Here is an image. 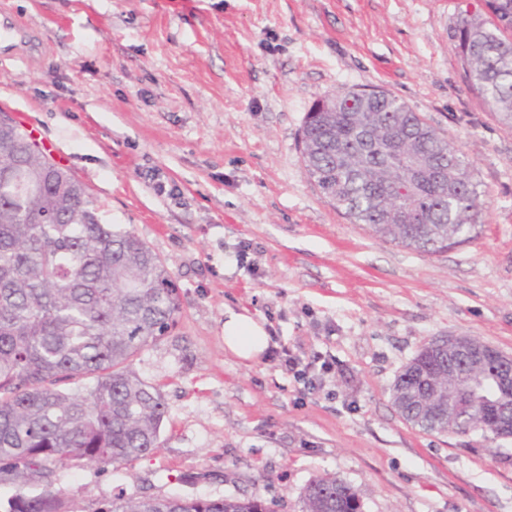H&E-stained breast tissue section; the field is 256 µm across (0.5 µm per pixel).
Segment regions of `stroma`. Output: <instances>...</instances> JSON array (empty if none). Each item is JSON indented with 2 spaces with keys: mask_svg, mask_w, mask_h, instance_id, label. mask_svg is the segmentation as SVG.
I'll use <instances>...</instances> for the list:
<instances>
[{
  "mask_svg": "<svg viewBox=\"0 0 512 512\" xmlns=\"http://www.w3.org/2000/svg\"><path fill=\"white\" fill-rule=\"evenodd\" d=\"M5 2L48 52L0 63V113L52 145L180 297L175 327L133 362L167 408L159 448L117 471H60L71 512L120 493L302 512L325 475L363 512H512V439L424 433L390 396L435 337L512 355V127L448 37L460 0ZM355 88L396 96L462 151L483 203L470 241L439 254L384 241L308 177L306 112ZM228 307L263 322L270 347L326 358L324 388L231 353Z\"/></svg>",
  "mask_w": 512,
  "mask_h": 512,
  "instance_id": "35a3bbf8",
  "label": "stroma"
}]
</instances>
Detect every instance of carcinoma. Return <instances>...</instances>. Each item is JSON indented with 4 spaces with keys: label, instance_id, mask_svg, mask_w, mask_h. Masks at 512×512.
I'll return each instance as SVG.
<instances>
[{
    "label": "carcinoma",
    "instance_id": "carcinoma-1",
    "mask_svg": "<svg viewBox=\"0 0 512 512\" xmlns=\"http://www.w3.org/2000/svg\"><path fill=\"white\" fill-rule=\"evenodd\" d=\"M448 37L473 91L512 126V0H475ZM306 113L308 177L353 224L431 254L470 239L480 210L462 153L409 105L374 96ZM0 512H68L62 468L118 469L159 447L167 408L132 369L174 327L177 288L158 255L122 224H104L86 187L51 161L13 119L0 123ZM390 208L421 215L395 224ZM492 377L469 369L435 381L463 407L471 431L491 432ZM428 433L448 421L397 407ZM357 491L322 476L304 512H357ZM107 512H270L258 499L126 498Z\"/></svg>",
    "mask_w": 512,
    "mask_h": 512
}]
</instances>
